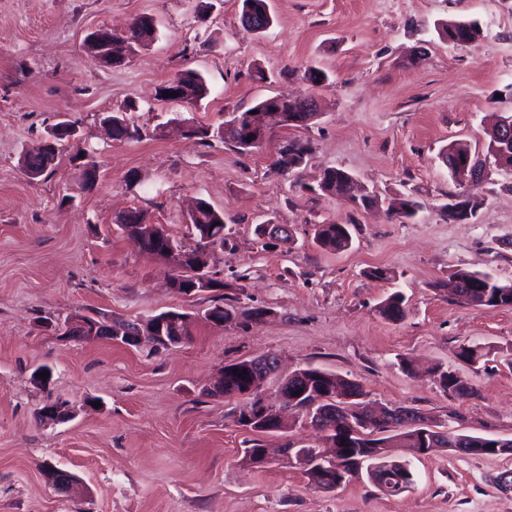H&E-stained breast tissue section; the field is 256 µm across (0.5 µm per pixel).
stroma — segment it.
Here are the masks:
<instances>
[{"instance_id": "1", "label": "stroma", "mask_w": 512, "mask_h": 512, "mask_svg": "<svg viewBox=\"0 0 512 512\" xmlns=\"http://www.w3.org/2000/svg\"><path fill=\"white\" fill-rule=\"evenodd\" d=\"M262 34L240 23L242 0H0V512H512V454L466 456L437 448L411 460L414 481L398 496L360 476L332 490L309 485L280 454L288 443L321 446L297 427L255 436L235 400L214 395L225 365L261 355L278 369L261 393L311 365L358 382L370 402L409 407L463 433L512 438V307L473 308L450 295L458 270L512 282V174L491 166L472 191L468 221L440 207L462 193L440 151L454 141L485 153L494 115L512 114V0H270ZM143 14L156 41L104 69L83 44L93 30L123 33ZM474 21L482 36L449 44L438 30ZM332 82L311 83L308 67ZM272 84L254 80L255 68ZM199 71L210 92L196 105L158 99L160 85ZM311 96L319 115L271 129L239 153L204 144L191 127H217L267 95ZM134 104V141L101 131V113ZM77 138L38 180L21 161L58 114ZM311 147L293 171L277 162L286 142ZM95 169L80 185L81 166ZM350 172L376 196L353 210L318 191L325 169ZM411 193L415 219L387 213ZM205 200L225 214L223 247L211 271L235 316L207 322L212 294L174 293V266L142 250L116 226L138 208L149 223L188 240V210ZM354 223L353 244L336 253L313 242L317 224ZM281 224L291 240L259 234ZM386 267L390 281L369 278ZM405 316L377 311L391 293ZM189 313V336L159 351L111 339H82L55 322L105 313L145 319ZM482 344L487 361L464 362ZM470 383L457 398L437 369ZM49 380H41L40 372ZM63 423L41 420L54 399ZM270 450L244 463L254 438ZM70 472L85 493H58L45 464Z\"/></svg>"}]
</instances>
